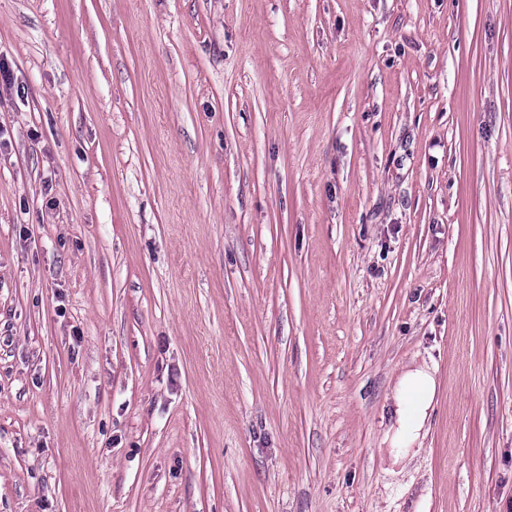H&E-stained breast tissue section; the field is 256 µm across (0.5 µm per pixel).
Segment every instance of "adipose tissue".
Returning a JSON list of instances; mask_svg holds the SVG:
<instances>
[{
	"label": "adipose tissue",
	"instance_id": "1",
	"mask_svg": "<svg viewBox=\"0 0 512 512\" xmlns=\"http://www.w3.org/2000/svg\"><path fill=\"white\" fill-rule=\"evenodd\" d=\"M440 390L435 368L424 363H408L393 375L387 396L389 426L383 438L393 464L412 461L421 451Z\"/></svg>",
	"mask_w": 512,
	"mask_h": 512
}]
</instances>
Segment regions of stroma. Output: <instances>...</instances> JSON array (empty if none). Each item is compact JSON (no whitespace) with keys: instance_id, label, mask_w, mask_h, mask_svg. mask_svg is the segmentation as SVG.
<instances>
[{"instance_id":"obj_1","label":"stroma","mask_w":512,"mask_h":512,"mask_svg":"<svg viewBox=\"0 0 512 512\" xmlns=\"http://www.w3.org/2000/svg\"><path fill=\"white\" fill-rule=\"evenodd\" d=\"M0 61V512H512V0H0ZM440 390L436 369L426 363L412 360L393 375L387 396L389 426L382 440L393 465L411 462L423 448Z\"/></svg>"}]
</instances>
